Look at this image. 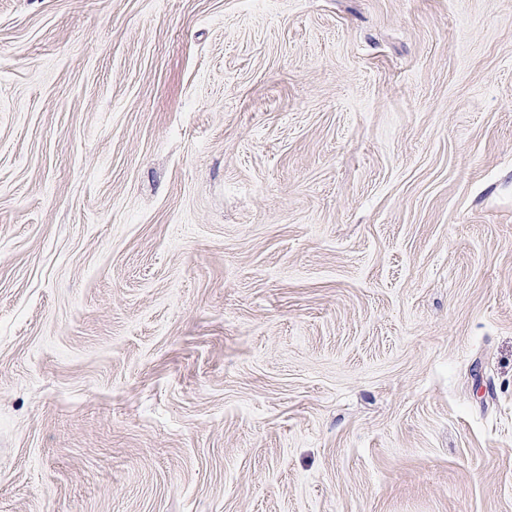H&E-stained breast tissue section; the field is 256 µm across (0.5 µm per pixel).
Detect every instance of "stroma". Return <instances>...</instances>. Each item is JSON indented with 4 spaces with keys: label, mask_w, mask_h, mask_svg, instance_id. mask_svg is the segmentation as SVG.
Wrapping results in <instances>:
<instances>
[{
    "label": "stroma",
    "mask_w": 512,
    "mask_h": 512,
    "mask_svg": "<svg viewBox=\"0 0 512 512\" xmlns=\"http://www.w3.org/2000/svg\"><path fill=\"white\" fill-rule=\"evenodd\" d=\"M0 512H512V0H0Z\"/></svg>",
    "instance_id": "35a3bbf8"
}]
</instances>
